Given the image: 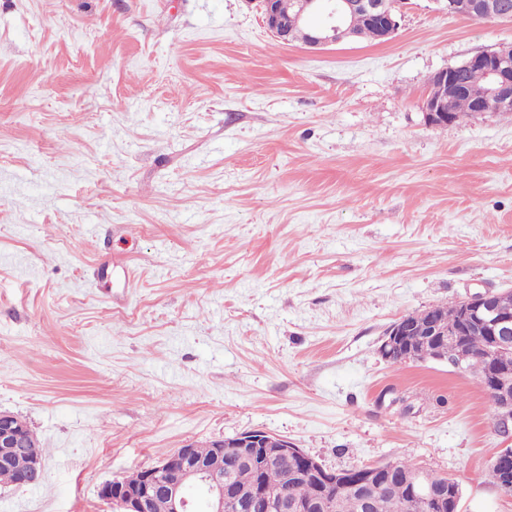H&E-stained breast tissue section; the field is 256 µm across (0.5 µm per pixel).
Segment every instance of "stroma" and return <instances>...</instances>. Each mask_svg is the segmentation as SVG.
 Masks as SVG:
<instances>
[{
    "label": "stroma",
    "instance_id": "stroma-1",
    "mask_svg": "<svg viewBox=\"0 0 512 512\" xmlns=\"http://www.w3.org/2000/svg\"><path fill=\"white\" fill-rule=\"evenodd\" d=\"M510 43L444 0L319 49L259 0H0V412L44 462L0 512H113L104 482L252 429L512 512L475 376L378 352L512 290V114L423 118L435 72Z\"/></svg>",
    "mask_w": 512,
    "mask_h": 512
}]
</instances>
